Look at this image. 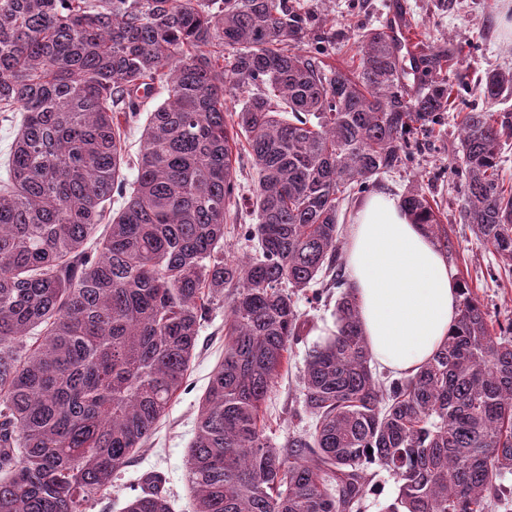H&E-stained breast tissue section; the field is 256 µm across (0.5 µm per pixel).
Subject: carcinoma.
<instances>
[{
  "mask_svg": "<svg viewBox=\"0 0 512 512\" xmlns=\"http://www.w3.org/2000/svg\"><path fill=\"white\" fill-rule=\"evenodd\" d=\"M315 25L303 0H0V112L21 113L0 162V512H86L181 390L220 299L224 359L187 458L196 512H362L370 464L398 486L385 512H488L503 492L512 322L494 326L462 278L447 342L385 383L342 272L343 205L457 109L443 77L454 49L408 66L370 29L343 70L323 60ZM158 85L167 99L149 111ZM510 90L512 70L478 85L487 99ZM143 111L130 161L120 118ZM458 117L460 218L512 275L499 165L512 113ZM241 136L257 174L248 261L221 253ZM402 204L451 251L424 192ZM327 288L337 333L302 375L313 423L279 448L263 405L307 328L296 296ZM124 512L171 508L142 493Z\"/></svg>",
  "mask_w": 512,
  "mask_h": 512,
  "instance_id": "carcinoma-1",
  "label": "carcinoma"
}]
</instances>
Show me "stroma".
Listing matches in <instances>:
<instances>
[{
    "instance_id": "stroma-1",
    "label": "stroma",
    "mask_w": 512,
    "mask_h": 512,
    "mask_svg": "<svg viewBox=\"0 0 512 512\" xmlns=\"http://www.w3.org/2000/svg\"><path fill=\"white\" fill-rule=\"evenodd\" d=\"M317 17L321 30L332 39L326 48V64L355 69L356 35L360 28L387 27L392 13H400L415 24L417 45L431 49L451 42L460 52L457 65L445 77L459 91L466 106L493 112L512 113V92L495 100L480 97L476 88L487 71L512 68V32L502 25L503 0H306ZM457 119L448 115L435 129L430 144L404 170L379 178L376 189L402 196L408 189L420 188L434 198L442 211L454 248L448 268L454 278H467L475 296L494 321L512 319V277L501 272L492 247L478 240L459 216L460 185L456 170L459 155ZM233 176L240 186V202L231 210L224 238L225 257L237 258L253 253L251 243L242 236V227L254 223L255 215L247 203L256 182L246 148H239ZM336 293L327 291L321 302L302 295L298 308L309 326L301 341L294 345L287 363L281 368L264 404L265 431L276 446L286 444L299 428L311 425L303 411L300 376L306 355L335 329ZM224 302L212 305L202 322L194 356L183 388L167 415L112 478V487L92 501L87 512H124L130 498L142 490V477L159 473L163 495L172 512H194L195 504L186 478V460L195 435L198 405L210 377L224 357Z\"/></svg>"
}]
</instances>
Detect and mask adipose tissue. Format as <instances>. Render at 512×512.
Masks as SVG:
<instances>
[{"label": "adipose tissue", "mask_w": 512, "mask_h": 512, "mask_svg": "<svg viewBox=\"0 0 512 512\" xmlns=\"http://www.w3.org/2000/svg\"><path fill=\"white\" fill-rule=\"evenodd\" d=\"M345 261L372 360L398 374L417 372L458 317L445 256L401 201L381 192L355 207Z\"/></svg>", "instance_id": "obj_1"}]
</instances>
